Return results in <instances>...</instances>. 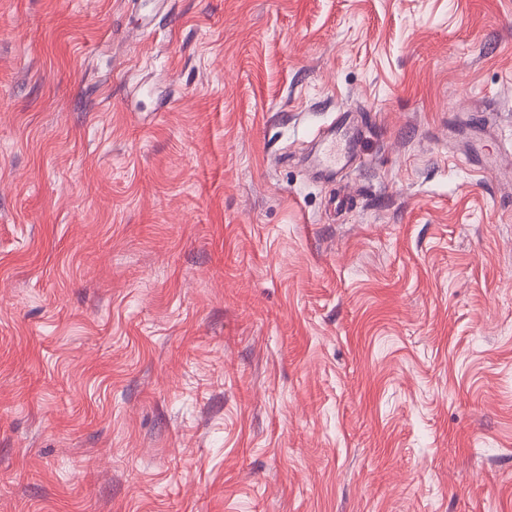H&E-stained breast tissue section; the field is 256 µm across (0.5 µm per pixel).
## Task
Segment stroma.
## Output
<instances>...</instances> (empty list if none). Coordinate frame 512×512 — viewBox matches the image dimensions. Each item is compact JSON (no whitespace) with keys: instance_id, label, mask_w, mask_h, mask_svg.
Listing matches in <instances>:
<instances>
[{"instance_id":"obj_1","label":"stroma","mask_w":512,"mask_h":512,"mask_svg":"<svg viewBox=\"0 0 512 512\" xmlns=\"http://www.w3.org/2000/svg\"><path fill=\"white\" fill-rule=\"evenodd\" d=\"M509 153L512 0H0V512H512ZM319 143L321 148L315 157V168L322 175H334L349 168L358 153L357 134L345 125L324 131Z\"/></svg>"}]
</instances>
